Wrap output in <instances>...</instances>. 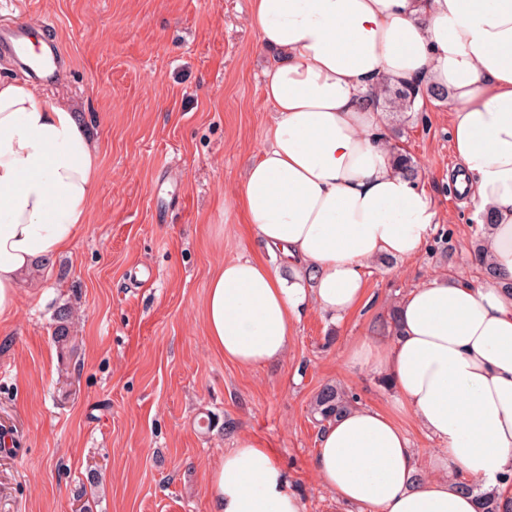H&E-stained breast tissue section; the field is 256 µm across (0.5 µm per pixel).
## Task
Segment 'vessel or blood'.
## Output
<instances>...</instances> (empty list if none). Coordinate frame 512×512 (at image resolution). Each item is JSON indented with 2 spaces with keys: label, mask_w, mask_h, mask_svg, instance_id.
I'll return each instance as SVG.
<instances>
[{
  "label": "vessel or blood",
  "mask_w": 512,
  "mask_h": 512,
  "mask_svg": "<svg viewBox=\"0 0 512 512\" xmlns=\"http://www.w3.org/2000/svg\"><path fill=\"white\" fill-rule=\"evenodd\" d=\"M9 59L22 76L51 83L58 79L66 56L54 39L34 41L28 26L0 20V58Z\"/></svg>",
  "instance_id": "obj_1"
}]
</instances>
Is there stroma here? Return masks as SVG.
<instances>
[{
	"label": "stroma",
	"mask_w": 512,
	"mask_h": 512,
	"mask_svg": "<svg viewBox=\"0 0 512 512\" xmlns=\"http://www.w3.org/2000/svg\"><path fill=\"white\" fill-rule=\"evenodd\" d=\"M251 0H0L42 26L70 65L46 86L73 101L101 155L97 192L68 251L21 280L0 322V512H208L209 473L247 435L270 448L305 512H339L313 460L309 404L325 384L389 409L379 374L346 372L362 338L385 342L391 310L436 272L482 283L469 246L484 220L454 193L445 103H417L399 146L448 232V259L374 261L369 304L335 324L307 306L281 361L249 370L211 349L204 301L217 263L264 249L233 196L269 143L272 57ZM73 311L77 349L53 341ZM71 310L69 308H60L56 314L57 326L55 329V342L58 346L64 350L68 349V352L73 353L75 345L72 342L71 336H69V324L71 320Z\"/></svg>",
	"instance_id": "1"
}]
</instances>
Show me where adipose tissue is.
I'll return each instance as SVG.
<instances>
[{
    "instance_id": "ef3b65f1",
    "label": "adipose tissue",
    "mask_w": 512,
    "mask_h": 512,
    "mask_svg": "<svg viewBox=\"0 0 512 512\" xmlns=\"http://www.w3.org/2000/svg\"><path fill=\"white\" fill-rule=\"evenodd\" d=\"M250 16L275 55L264 73L275 122L240 204L283 268L247 256L216 267L211 347L244 369L281 360L306 303L344 321L368 303L372 261L423 254L438 211L420 179L396 169L384 116L367 103L384 81L447 89L454 185L492 215L488 249L512 278V0H252ZM100 168L70 102L0 79V318L21 277L70 248ZM397 319L388 343L361 341L346 363L380 373L395 410L360 404L327 424L321 483L342 512H478L462 482L511 497L512 294L436 273L406 292ZM407 415L441 446L421 481ZM208 508L304 512L273 451L248 436L212 470Z\"/></svg>"
}]
</instances>
